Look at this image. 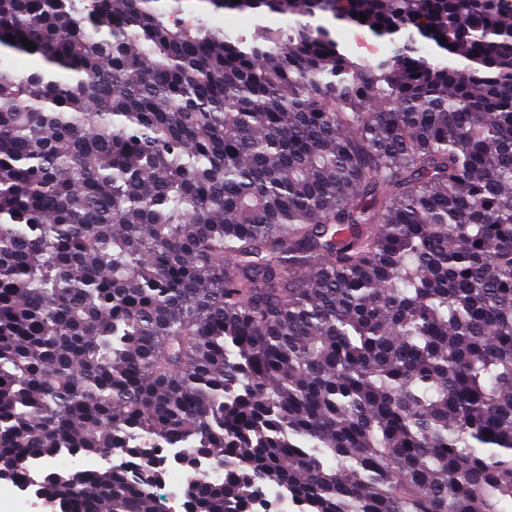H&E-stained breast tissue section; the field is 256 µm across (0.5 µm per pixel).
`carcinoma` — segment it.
I'll list each match as a JSON object with an SVG mask.
<instances>
[{"label": "carcinoma", "instance_id": "1", "mask_svg": "<svg viewBox=\"0 0 512 512\" xmlns=\"http://www.w3.org/2000/svg\"><path fill=\"white\" fill-rule=\"evenodd\" d=\"M170 448L186 512L512 507V7L0 0V481ZM348 31H356V32H351L349 34V42L354 43L360 49H365L364 52L367 53L368 55H374V54H377L378 52H380L381 51V46L380 45H382V46H384L386 48V50L383 53H381L380 55L382 56V55H384L387 52L386 42L383 41V40H378V39L374 38L365 29H361V28H357V27H352V26H342V27H339L338 30H337V39L341 43V45L344 48V50L346 51V53L348 55H350L351 57H353V58L361 57V58H369V59H371V58H374V57H379L380 55H377V56L365 55L355 45H352L351 43L347 42L346 39L344 38V35ZM358 32L362 33L369 41L377 43L379 45H374V44L367 43L364 40V38L361 36V34H359Z\"/></svg>", "mask_w": 512, "mask_h": 512}]
</instances>
